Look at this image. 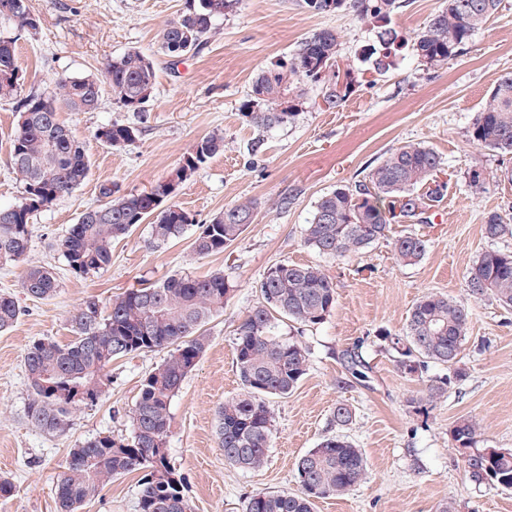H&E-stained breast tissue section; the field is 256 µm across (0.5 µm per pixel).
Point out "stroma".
Instances as JSON below:
<instances>
[{
    "instance_id": "stroma-1",
    "label": "stroma",
    "mask_w": 512,
    "mask_h": 512,
    "mask_svg": "<svg viewBox=\"0 0 512 512\" xmlns=\"http://www.w3.org/2000/svg\"><path fill=\"white\" fill-rule=\"evenodd\" d=\"M29 4L39 31L16 43L26 89L53 87L62 73L101 75L108 59L132 48L153 55L158 79L147 104L148 120L139 123L141 133L128 147L111 148L95 137L99 127L115 121L138 123L136 115L113 105L111 93H104L96 111L62 113L86 144L90 175L35 215L21 261L0 262V294L14 296L21 310L14 326L0 333V478L14 485L13 496L0 498V512H56L55 483L70 450L97 435L130 436L129 415L141 381L164 358L152 351L114 360L98 402L77 407L64 431L49 434L27 417V347L43 338L71 340V318L89 299L104 305L144 283L216 272L235 281L237 289L206 325L208 346L170 404L169 458L185 478L191 512H242L252 494L298 492V459L336 434L360 449L367 476L344 496L318 500L314 512H439L449 501L457 512H512V490L472 480L464 452L449 433L454 421L469 417L481 428L478 447L512 449V309L465 292L466 273L479 254L492 248L512 252V237L492 242L482 232L486 212L512 218V181L494 182L475 196L463 178L476 157L489 171L512 169V160L475 151L467 138L495 80L512 71V0H502L467 49L448 64L430 68L404 50L388 73L359 87L337 110L324 109L318 86L307 85L296 121L265 132L238 110L261 71L291 57L304 38L322 29L343 32L341 54L356 59L363 46L376 43V28L358 23L346 10L323 16L306 12L298 0H242L236 13L215 20L198 54L175 63L159 54L157 34L178 18L186 0ZM18 118L11 105L0 104L2 207L22 197L10 156ZM215 132L224 136L223 153L183 183L175 197L195 215L196 226L158 243L150 224L138 225L113 244L109 266L88 277L68 270L58 243L83 210L102 203V187L113 185L124 194L148 189L198 140ZM407 141L437 151L448 180L440 220L391 227L395 236L423 235V259L397 264L385 241L346 261L308 247L303 229L319 197L336 186L358 184L387 152ZM243 200L256 205L253 223L224 252L196 253L198 224ZM278 262L325 269L336 285V308L323 324L301 333L280 325L282 337L308 349V370L291 394L270 398L274 433L266 462L243 470L224 460L215 413L224 400L242 393L235 330L259 303L264 272ZM31 265L54 272L59 287L53 297L24 294L21 281ZM431 292L466 302L470 312L458 362L464 376L434 400L427 397L428 386L448 376V368L432 363L423 375L402 374L378 341L381 331H402L411 307ZM354 347L369 369L364 383L352 378L342 360ZM340 402L353 411L351 424L343 428L331 418ZM139 477L135 471L113 479L81 512H136Z\"/></svg>"
}]
</instances>
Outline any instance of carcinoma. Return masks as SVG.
<instances>
[{
	"mask_svg": "<svg viewBox=\"0 0 512 512\" xmlns=\"http://www.w3.org/2000/svg\"><path fill=\"white\" fill-rule=\"evenodd\" d=\"M241 0H193L179 17L159 33V51L180 58L197 53L207 40L213 20L233 14ZM310 13L331 15L350 11L363 24L378 29V44L361 50L362 69L340 64L341 35L323 29L306 37L288 60L261 72L239 111L259 131L292 124L302 105V87L320 88L324 108L338 109L364 82L365 73L381 75L395 65L406 47L425 65L448 63L466 50L476 32L494 15L500 0H443L427 24L411 36L402 35L393 17L404 0H300ZM0 25L35 36L38 19L29 0H0ZM16 38L0 34V102L19 112L11 140L13 169L21 177L20 203L0 207V261H17L28 248L33 218L43 207L72 192L88 177L91 162L85 144L60 120V112H93L104 86L123 111L147 119L145 104L156 84L152 56L136 49L110 59L103 78L93 75L56 78L53 89L24 92L14 79ZM140 129L114 122L101 126L96 139L113 148L136 142ZM468 141L504 158L512 156V72L496 79L486 106L467 130ZM224 151V136L214 133L198 140L162 181L139 194H119L103 187L107 201L82 212L60 241L70 272L86 277L112 262V244L134 227L152 219L154 240L182 236L196 224L194 215L168 197V185L185 183L209 159ZM443 158L433 148L405 142L389 151L355 186L340 185L322 195L304 228V241L319 254L336 260L356 255L389 238L393 224H430L448 193L439 180ZM493 176L476 158L465 174L472 194L487 192ZM254 204L240 202L201 225L194 239L201 255L221 253L253 223ZM486 238L512 235V224L491 212L483 224ZM427 240L405 233L392 239L395 259L404 265L419 262ZM466 294L493 297L512 307V253L482 252L468 269ZM23 292L48 299L57 292L55 274L43 266L27 269ZM237 285L222 273L198 278L172 276L142 288H130L105 306L90 299L71 320L74 339L61 344L39 339L27 348L24 369L31 390L28 418L37 428L54 433L68 424L73 409L96 403L109 379L112 361L133 353L168 350L166 358L141 382L130 416L131 435L116 439L98 435L70 451L55 485L56 512H79L112 479L136 470L137 512H187L185 478L170 464L167 437L170 402L183 378L204 353L208 338L201 329L224 310ZM262 301L236 328V368L245 393L232 397L216 414V435L224 460L237 468L255 470L266 460L274 431L267 398L291 393L306 374L308 352L298 342L278 337L279 319L299 327L324 323L336 308V284L324 269L297 263L270 266L260 281ZM20 308L10 294H0V332L18 319ZM469 324L465 304L442 294H427L411 309L405 330L384 331L378 340L394 353L397 368L421 374L428 363H458ZM360 346L344 353L353 377H365ZM460 448H472L479 424L456 420L450 429ZM465 468L476 481L512 489V449L486 448L465 456ZM366 475L360 450L345 436L323 438L296 464L301 491L259 492L247 497L243 512H312L314 502L348 493Z\"/></svg>",
	"mask_w": 512,
	"mask_h": 512,
	"instance_id": "cac0c4a2",
	"label": "carcinoma"
}]
</instances>
